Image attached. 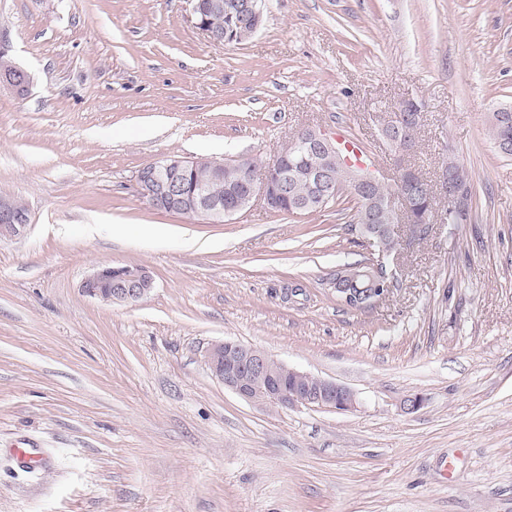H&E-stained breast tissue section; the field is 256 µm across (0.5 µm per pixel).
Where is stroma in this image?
Segmentation results:
<instances>
[{"mask_svg": "<svg viewBox=\"0 0 512 512\" xmlns=\"http://www.w3.org/2000/svg\"><path fill=\"white\" fill-rule=\"evenodd\" d=\"M266 12L222 46L188 0H0L31 78L0 88V195L30 212L0 241V512H512V158L489 137L512 106V0ZM407 97L410 163L434 183L456 155L471 223L400 225L386 253L336 205L210 224L136 192L164 156L268 164L338 120L393 185L380 129ZM368 257L388 290L347 307L330 279ZM101 264L147 267L155 288L87 297ZM224 340L348 386L356 408L245 402L205 365Z\"/></svg>", "mask_w": 512, "mask_h": 512, "instance_id": "obj_1", "label": "stroma"}]
</instances>
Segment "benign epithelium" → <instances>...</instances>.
<instances>
[{
	"mask_svg": "<svg viewBox=\"0 0 512 512\" xmlns=\"http://www.w3.org/2000/svg\"><path fill=\"white\" fill-rule=\"evenodd\" d=\"M190 4L195 27L214 44L240 45L255 36L264 22L265 0H210L208 3L190 0ZM221 8L231 19L243 16L244 22L236 26L231 24L222 31L212 28L207 14ZM0 61L5 63V68L0 71L1 87L17 93L28 88V73L14 62L9 44L1 36ZM411 103H416V100H402L399 122L380 130L381 138L396 157L397 188L383 198L372 193L373 187L381 184L374 173L348 169L342 181L332 180L330 165L336 156L334 140L320 127L301 130L299 137L289 144V155L299 160L308 153H314L324 161L305 175L310 196L295 204V211L301 214L309 207L322 205L338 192L347 193L360 202V231L375 245L384 237L395 235V228L399 225L412 223L405 188L414 183L417 171L405 164L404 159L415 146L412 131L420 125L421 114L405 111ZM283 158L284 154L278 153L276 159L256 175L243 158L217 160L167 155L153 162L152 167L141 169V174L136 176V184L141 197L154 207L185 211L208 223H222L224 219L249 208L257 199L273 211L280 199L294 197L297 175L285 169ZM226 166L238 168L243 174V181L240 193L225 202L210 198L203 180L191 189L179 182L189 171L205 170L210 177H217ZM439 182L448 195V223H469L470 191L445 170L439 172ZM28 225L29 218L17 213L12 197L1 195L0 241L22 235ZM331 285L340 300L355 307L371 304L386 292V284L381 282L375 271L360 266L336 270ZM154 287V277L149 269L110 264L93 268L81 284L85 295L109 304H136L146 298ZM204 360L224 387L255 405L336 411L353 410L357 405L356 394L349 387L291 368L263 349L225 340L211 345ZM286 377L293 381L292 386L284 384Z\"/></svg>",
	"mask_w": 512,
	"mask_h": 512,
	"instance_id": "obj_1",
	"label": "benign epithelium"
}]
</instances>
